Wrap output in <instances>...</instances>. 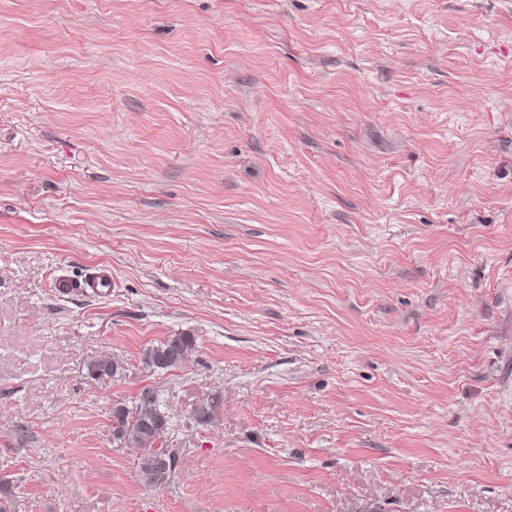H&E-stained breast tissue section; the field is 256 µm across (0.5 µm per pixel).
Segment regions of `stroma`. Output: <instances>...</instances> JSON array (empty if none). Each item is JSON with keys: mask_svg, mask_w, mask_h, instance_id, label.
<instances>
[{"mask_svg": "<svg viewBox=\"0 0 512 512\" xmlns=\"http://www.w3.org/2000/svg\"><path fill=\"white\" fill-rule=\"evenodd\" d=\"M147 385L160 488L110 437ZM0 478L17 512H512V0H0ZM56 288L62 293H68L73 288L84 290V293L92 295H103L108 293L112 288V272L109 269H101V271L92 274L86 278L83 283L78 285L67 280H59L56 282ZM195 351V339L186 333L165 337L143 352V363L154 372L168 371L180 367ZM124 370L119 359H92L86 364V378L92 380L116 377Z\"/></svg>", "mask_w": 512, "mask_h": 512, "instance_id": "1", "label": "stroma"}]
</instances>
